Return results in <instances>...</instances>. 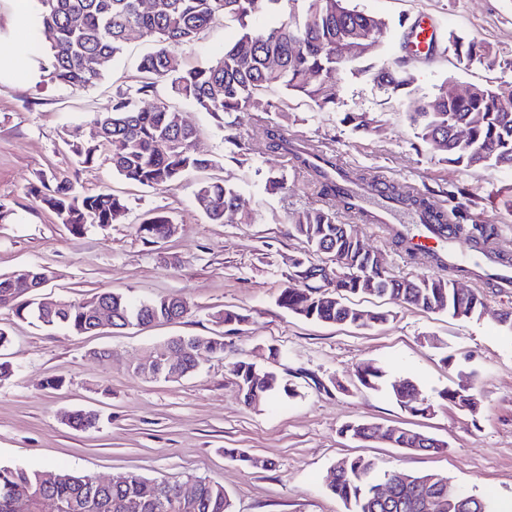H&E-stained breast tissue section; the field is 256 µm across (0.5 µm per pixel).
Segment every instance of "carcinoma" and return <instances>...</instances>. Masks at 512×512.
<instances>
[{
	"label": "carcinoma",
	"mask_w": 512,
	"mask_h": 512,
	"mask_svg": "<svg viewBox=\"0 0 512 512\" xmlns=\"http://www.w3.org/2000/svg\"><path fill=\"white\" fill-rule=\"evenodd\" d=\"M39 27L32 38L47 43L50 79L74 90L95 85L103 76L101 61L113 60L122 50L127 33L138 30L153 39L156 48L139 64L143 80L135 92L112 99V106L94 116L97 138L109 151L112 169L124 179L144 186L173 185L188 173L205 169L213 160L194 148L197 130L182 119L181 112L158 102L149 108L140 105L141 97L154 91L157 83L170 82L179 98L207 112L224 127L225 148L232 154L245 149L232 133V116L249 111L253 100L277 88L309 99L319 109L336 104V74L366 55L374 43L386 37L385 24L379 19L351 10L344 0H303L301 15L289 12L268 28L252 29L246 19L252 0H155L145 11L139 0H37ZM218 21H235L243 29L237 41L224 46L215 60L190 68L168 67L179 49L195 45L200 33ZM359 29L373 42L361 49L350 33ZM448 48L468 64L477 63L489 70L511 68L484 43L475 39L448 36ZM377 78L392 91L408 88L413 77L406 71L384 68ZM512 102V82L495 86H477L464 99L448 96L443 86L411 116L414 137L422 144L446 153L450 163L496 168L512 167V112L503 111V103ZM458 126L468 132V142L454 137ZM266 147L294 157L296 165L307 170L320 195L342 201L329 170L336 164L313 148L288 140L281 130L264 129ZM32 193L46 208L66 224L72 236L84 235L88 228H107L124 211L123 200L110 193H84L77 183L63 179L55 185L34 188ZM389 197L407 207L427 212L435 201L409 186H388ZM195 203L213 223L224 222V214L241 209L237 185L224 181L202 183ZM169 217L157 214L138 228L142 238L152 243L164 237ZM293 235L302 239L315 254L327 260L314 263L298 259L294 276L304 287L285 288L278 297L281 307L308 320L322 323L370 325L383 323L387 314L358 308L348 297H383L423 311L446 312L452 318L480 317L483 298L475 292L462 294L451 279L434 276L396 277L384 266L372 267L377 253L348 229L336 222V210H309L292 221ZM459 240L475 248H487L496 234L492 224H456ZM339 263V274L328 271V263ZM334 292H328V289ZM33 295L25 276L16 272L0 275V308L46 328L63 327L77 334H91L97 327L98 307L112 315V327L121 329L154 322H173L190 312L187 299L162 295L135 303L119 292L103 291L94 300L69 302L62 308H50L29 300ZM169 359L155 345L133 365L134 373L145 378H167L171 370L184 377L194 372L202 353L224 356V342L200 343V337H178L167 341ZM242 400L247 405L260 402L273 393L296 395L290 383L253 362L239 360L233 365ZM360 383L375 389L385 382L386 371L367 364L358 370ZM396 402L412 414H425L430 405L416 398L413 382L402 378L390 382ZM442 399L471 411L478 401L470 390H449ZM97 415L80 410L68 417L77 428L96 425ZM379 425L354 422L342 432L356 440L374 438ZM397 448L437 452L447 443L407 428L398 429L393 440ZM393 470L379 471L375 462L358 456L344 459L329 484L331 492L346 506L347 512H432L421 500L410 498L408 486H397L390 505L376 498L374 489ZM144 479L130 476L111 487L97 486L92 477L52 469L33 470L18 466H0V512H40L41 500L51 498L64 512H127L124 506L136 504L134 512H233V504L224 487L206 480L195 481L191 499L181 503L170 496L177 483L156 482L160 498L142 496Z\"/></svg>",
	"instance_id": "1"
}]
</instances>
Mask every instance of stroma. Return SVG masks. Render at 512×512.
<instances>
[{
	"label": "stroma",
	"mask_w": 512,
	"mask_h": 512,
	"mask_svg": "<svg viewBox=\"0 0 512 512\" xmlns=\"http://www.w3.org/2000/svg\"><path fill=\"white\" fill-rule=\"evenodd\" d=\"M349 8L381 19L388 39L354 69L336 77V103L319 110L307 98L272 91L255 99L235 132L245 153L224 151V130L208 113L158 83L154 100L181 111L199 130L197 151L214 168L185 175L172 186H143L119 177L99 147L93 163L78 165L74 140L90 142L92 117L105 111L120 92L140 85L138 64L155 48L153 39L131 32L123 52L106 64L95 85L73 90L40 79L0 82V275L42 267L52 276L48 296L78 301L104 290L135 301L179 294L190 312L174 323L131 327L114 333L78 335L46 329L0 310L10 341L0 361L13 376L0 382V464L29 469L74 471L101 480L132 475L149 481L204 479L221 484L234 512H346L328 488L337 462L358 455L379 468L407 474L433 473L469 493L490 498L495 512L512 503V335L498 323L512 312V287L493 280L462 279L458 286L485 302L478 319H452L386 298H355L361 308L387 312L386 322L370 326L306 320L280 307L282 289L301 287L292 277L295 259H309L305 242L293 236L289 221L324 207L310 175L282 154L269 151L262 136L280 124L289 138L334 154L347 170L367 179L431 190L437 204L456 211L462 224L495 225V246L512 252V168H484L446 162L414 137L410 116L440 86L463 91L472 85L512 81V68L490 71L459 61L453 51L414 61L410 92L396 95L375 79L401 52L404 26L428 19L440 37L460 35L483 41L512 61V0H346ZM234 22L205 29L198 42L177 51L179 66L213 58L234 41ZM287 100L286 111L273 105ZM347 112L368 113L367 129L344 124ZM284 176L288 188L266 190L269 176ZM68 178L88 194L119 195L123 217L108 230L73 237L57 216L30 195L31 187ZM226 178L240 187L242 212H228L211 223L195 206L203 181ZM177 224L175 235L146 242L138 226L155 214ZM338 223L378 251L390 273L423 275L434 268L391 243L377 224H360L344 211ZM233 309L244 320L225 326L218 311ZM174 336L223 341V357H203L198 370L178 381L134 374L133 365L149 347ZM107 350L111 360L95 353ZM277 372L297 394L271 396L259 406L244 405L233 363L239 360ZM382 367L388 377L407 378L418 396L434 405L431 415L402 409L387 388L362 386L357 369ZM469 383L478 400L470 411L440 399L439 393ZM97 412V428L78 431L66 422L77 409ZM373 422L426 433L444 441L441 452H414L379 440L359 441L343 434L350 422ZM260 459L253 467L236 453Z\"/></svg>",
	"instance_id": "obj_1"
}]
</instances>
